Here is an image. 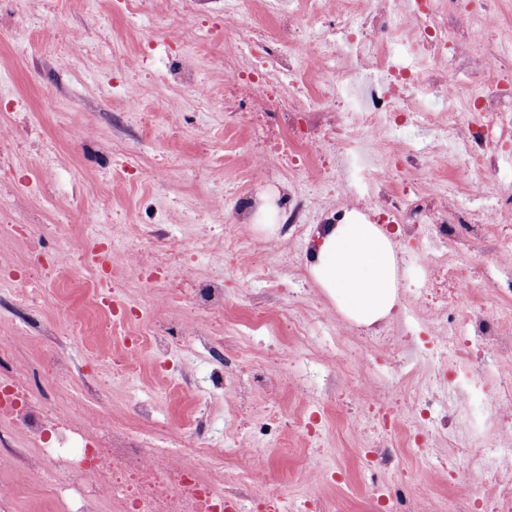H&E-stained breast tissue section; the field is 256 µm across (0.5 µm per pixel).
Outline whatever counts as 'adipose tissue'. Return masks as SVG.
Wrapping results in <instances>:
<instances>
[{
    "label": "adipose tissue",
    "mask_w": 512,
    "mask_h": 512,
    "mask_svg": "<svg viewBox=\"0 0 512 512\" xmlns=\"http://www.w3.org/2000/svg\"><path fill=\"white\" fill-rule=\"evenodd\" d=\"M308 273L337 309L371 328L398 303V266L393 241L358 211L316 229Z\"/></svg>",
    "instance_id": "ef3b65f1"
}]
</instances>
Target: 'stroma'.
<instances>
[{
    "instance_id": "1",
    "label": "stroma",
    "mask_w": 512,
    "mask_h": 512,
    "mask_svg": "<svg viewBox=\"0 0 512 512\" xmlns=\"http://www.w3.org/2000/svg\"><path fill=\"white\" fill-rule=\"evenodd\" d=\"M226 0H0V371L27 377L34 406L82 424L111 422L118 448H162L224 483L249 512H497L512 469L475 482L453 465L463 437L512 448L484 393L512 378V357L486 348L478 364L448 366L451 390L433 402L437 429L417 453L403 425L362 431L352 390L408 403L434 376L413 341L439 327L419 287L440 241L395 224L399 304L377 332L349 324L309 279L313 225L367 208L368 185L316 192L318 161L302 155L307 223L267 233L240 207L288 193V174L260 155L287 128L280 114L250 119L261 67L225 29ZM457 50L428 57L419 94L427 127L403 126L393 146L423 154L449 109L512 72V0H493L499 33L475 49L485 24L473 0H435ZM309 0H238L240 25L272 46L297 45L339 20ZM448 78L453 97L439 93ZM52 101L45 110L44 101ZM469 204L447 207L472 282L469 315L512 306V264L494 244L512 226V165L485 179L447 161L407 165L413 204L434 178ZM224 290L209 306L206 288ZM384 343L365 364L356 359ZM0 468V512H58L82 476L56 467L12 431ZM319 479H311L313 465Z\"/></svg>"
}]
</instances>
